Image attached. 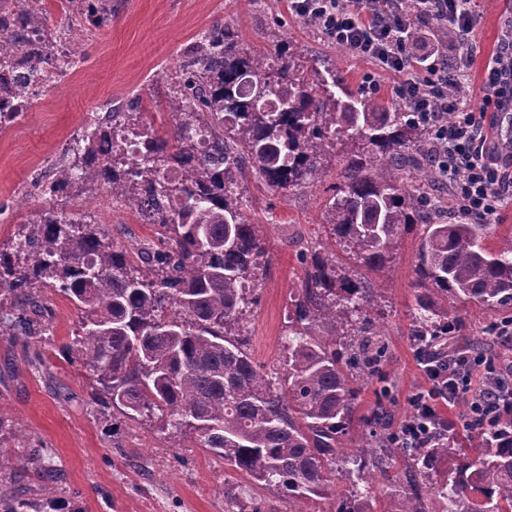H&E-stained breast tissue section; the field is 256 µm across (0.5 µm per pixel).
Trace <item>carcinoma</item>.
<instances>
[{
  "label": "carcinoma",
  "instance_id": "1",
  "mask_svg": "<svg viewBox=\"0 0 512 512\" xmlns=\"http://www.w3.org/2000/svg\"><path fill=\"white\" fill-rule=\"evenodd\" d=\"M38 2L0 0V39L16 47L0 56L1 128L30 104L22 73L56 58ZM72 7L87 30L111 21L101 0ZM240 43L222 24L199 36L169 87L173 135L139 130L148 153L124 156L133 123L110 111L89 121L48 184L34 182L52 197L76 181L102 188L137 206L156 241L132 256L80 213L37 216L13 251L0 250V295L12 299L0 336L24 340L43 361L38 344L54 314L36 294L39 283L78 311V329L58 351L86 370L89 403L102 413L192 433L198 447L255 481L290 500L329 499L331 512H512V421L492 432L470 427L466 447L444 424L423 446L390 433L375 447L381 406L366 419L369 438L341 448L361 387L386 357L377 331L384 312L359 268L387 275L403 233L420 226L412 336L423 350L446 342L461 351L475 337L450 309L467 301L512 309V233L492 248L483 244L487 224L431 219V200L404 175L426 129L399 101L350 89L339 70L327 78L306 71L280 44L251 53ZM338 144L339 183L322 224L353 266L340 268L326 242L300 253L286 372L272 377L242 337L257 306L246 283L267 274L270 257L261 225L242 208L240 179L249 164L286 194L321 179L320 156ZM373 468L396 471L382 501L363 489Z\"/></svg>",
  "mask_w": 512,
  "mask_h": 512
}]
</instances>
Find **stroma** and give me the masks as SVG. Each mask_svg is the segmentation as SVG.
<instances>
[{"label":"stroma","instance_id":"obj_1","mask_svg":"<svg viewBox=\"0 0 512 512\" xmlns=\"http://www.w3.org/2000/svg\"><path fill=\"white\" fill-rule=\"evenodd\" d=\"M480 18L471 41L475 47L463 98L479 111L488 61L508 33L512 0H479ZM228 23L244 47L270 48L272 33L290 41L305 64L339 67L347 82L361 87L369 63L339 51L322 33L290 10L288 0H112V22L86 34L79 65L65 77L68 90L42 93L38 104L0 132V203L10 211L0 222V248L12 249L21 224L54 205L33 187L71 146V133L84 126L103 103L119 112L140 113L141 123L160 134L172 133L166 109L168 87L195 35L211 24ZM339 152L322 157L326 174L310 185L279 195L253 177L241 189L246 213L261 224L271 256L270 270L256 282L259 299L246 325L248 349L262 372L284 373L288 343V292L300 271L297 254L324 236L320 224L326 201L338 182ZM67 198L103 224L115 242L140 248L153 239L152 225L121 205H108L104 191L73 187ZM419 229L405 232L388 277L382 278V322L387 355L377 376L359 396L362 415L389 393V431L401 428L414 410V394L428 389L422 355L409 337L415 304ZM487 357L512 364V338L486 334L497 312L467 302L457 306ZM23 341L0 337V414L13 426L1 444L22 449L13 461L9 497L36 504L39 512H327L328 501L291 500L274 486L256 483L246 473L217 460L194 436L170 439L153 422L100 415L86 406L90 380L80 364L48 355L34 369ZM15 448V447H14ZM58 488L43 502L41 487Z\"/></svg>","mask_w":512,"mask_h":512}]
</instances>
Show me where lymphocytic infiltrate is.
I'll return each instance as SVG.
<instances>
[{"label": "lymphocytic infiltrate", "mask_w": 512, "mask_h": 512, "mask_svg": "<svg viewBox=\"0 0 512 512\" xmlns=\"http://www.w3.org/2000/svg\"><path fill=\"white\" fill-rule=\"evenodd\" d=\"M291 9L317 21L327 39L353 57L397 78L399 92L429 130L427 152L453 193L458 215L488 224L512 204V144L489 140L494 120L512 113V36L487 65L483 105L476 112L462 105L471 54L452 58L439 44L420 46L434 20L451 28L458 43H468L479 19L476 0H292ZM484 361L474 351L447 373L439 370L438 358H427L430 393L417 405L418 419L402 427L404 439L424 440L437 404L463 398L481 427L511 419L512 382L492 369L481 383L473 381Z\"/></svg>", "instance_id": "lymphocytic-infiltrate-1"}]
</instances>
